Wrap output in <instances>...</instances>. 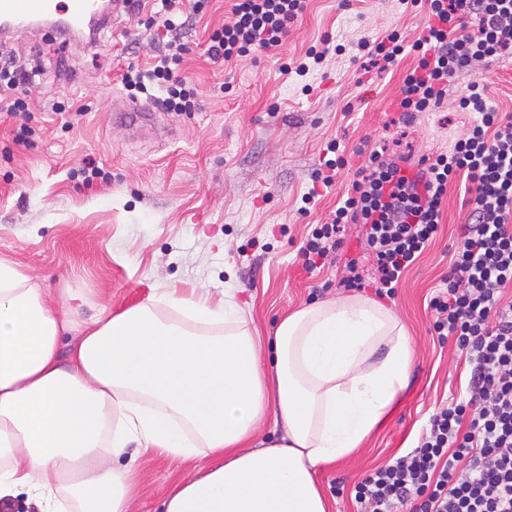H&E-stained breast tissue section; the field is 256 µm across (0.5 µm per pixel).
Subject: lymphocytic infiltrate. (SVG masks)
I'll list each match as a JSON object with an SVG mask.
<instances>
[{
	"instance_id": "1",
	"label": "lymphocytic infiltrate",
	"mask_w": 512,
	"mask_h": 512,
	"mask_svg": "<svg viewBox=\"0 0 512 512\" xmlns=\"http://www.w3.org/2000/svg\"><path fill=\"white\" fill-rule=\"evenodd\" d=\"M306 8L307 0H231L230 18L210 34L207 53L219 62L275 50ZM428 13L423 36L409 47L417 64L396 103L403 123L439 105L452 79L512 56V0H430ZM148 22L162 27L163 52L150 68H128L123 87L144 94L149 86H165L166 111H193L194 91L176 73L188 50L176 0H163ZM40 75L39 68L1 56L0 112L26 111L25 87ZM460 106L475 119L452 150L414 167L371 150L331 222L316 225L300 249L303 269L315 272L343 246L346 225H361L372 277L364 279L353 260L341 284L394 298L403 275L436 237L449 184L468 185L467 222L430 300L433 328L463 356L468 383L430 415L417 446L356 484L359 512H512V301L504 299L512 288V115L489 106L476 80Z\"/></svg>"
}]
</instances>
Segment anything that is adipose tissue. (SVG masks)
I'll return each mask as SVG.
<instances>
[{
    "label": "adipose tissue",
    "mask_w": 512,
    "mask_h": 512,
    "mask_svg": "<svg viewBox=\"0 0 512 512\" xmlns=\"http://www.w3.org/2000/svg\"><path fill=\"white\" fill-rule=\"evenodd\" d=\"M83 301L49 307L0 255V502L130 512L139 477L112 460L153 449L193 464L163 512H329L315 467L358 448L407 379L402 324L364 297L284 317L268 362L230 298L171 290L81 328ZM267 417L284 431L271 445L255 439Z\"/></svg>",
    "instance_id": "ef3b65f1"
}]
</instances>
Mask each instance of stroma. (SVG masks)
Segmentation results:
<instances>
[{
  "mask_svg": "<svg viewBox=\"0 0 512 512\" xmlns=\"http://www.w3.org/2000/svg\"><path fill=\"white\" fill-rule=\"evenodd\" d=\"M228 10V0H210L185 30L180 74L197 90V110L155 109L156 134L139 137L115 112L129 100L121 84L128 64L147 66L158 53L161 33L144 16L119 9L91 46L36 31L0 41V53L43 71L27 88V111L0 119V254L52 302H62L65 289L80 290L86 303L78 323L103 308L126 310L131 295L144 303L167 288L216 298L228 292L250 311L258 335L272 339L285 315L350 294L339 285L342 259L328 258L310 274L299 249L346 192L362 162L357 147L385 146L413 164L448 152L473 120L459 99L474 78L498 111L512 114V60L505 58L456 77L437 107L410 125L395 124L415 58L368 73L357 45L394 31L413 43L426 25L423 6L309 0L278 49L216 63L206 53L208 38ZM312 49L323 52L321 64L303 76L287 72ZM57 104L63 113L54 112ZM22 124L35 134L18 144L13 131ZM333 142L348 165L325 187L313 172ZM90 159L104 174L88 185L81 169ZM463 197L460 183L449 185L435 243L386 302L408 333L405 389L360 448L315 471L331 512H356L354 484L415 446L429 415L464 384V359L452 344H439L427 306L467 220ZM135 465L142 482L132 512H160L173 479L189 471L152 452Z\"/></svg>",
  "mask_w": 512,
  "mask_h": 512,
  "instance_id": "35a3bbf8",
  "label": "stroma"
}]
</instances>
